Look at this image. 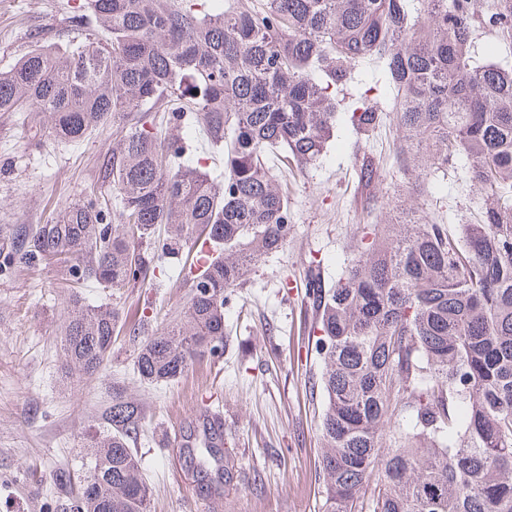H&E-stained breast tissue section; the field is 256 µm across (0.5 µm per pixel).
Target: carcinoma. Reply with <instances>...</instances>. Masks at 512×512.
<instances>
[{
	"label": "carcinoma",
	"mask_w": 512,
	"mask_h": 512,
	"mask_svg": "<svg viewBox=\"0 0 512 512\" xmlns=\"http://www.w3.org/2000/svg\"><path fill=\"white\" fill-rule=\"evenodd\" d=\"M198 0H83L70 20L103 39L34 44L0 71V112H36L79 143L115 130V215L90 193L15 232L4 262L55 259L70 277L118 290L149 280L168 252L205 236L215 256L191 275L188 300L139 344L148 384L172 381L224 351V310L288 237V194L269 153L298 169L333 136L336 93L357 63L382 64L396 90L399 169L419 176L463 164L481 191L478 219L386 224L349 268L305 276L325 398L319 436L322 512H512V64L477 58V32L512 43V0H265L258 10ZM167 137L128 120L166 100ZM346 121L367 136L381 113L366 98ZM201 130L224 154L211 176L189 160ZM119 313L75 297L62 325L73 380L112 352ZM112 434L68 512H147L129 448L141 405L112 386ZM210 493L232 477L207 445L190 456Z\"/></svg>",
	"instance_id": "1"
}]
</instances>
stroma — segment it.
I'll list each match as a JSON object with an SVG mask.
<instances>
[{
    "label": "stroma",
    "mask_w": 512,
    "mask_h": 512,
    "mask_svg": "<svg viewBox=\"0 0 512 512\" xmlns=\"http://www.w3.org/2000/svg\"><path fill=\"white\" fill-rule=\"evenodd\" d=\"M79 0H0V70L12 67L35 42L67 35ZM376 63L356 66L341 94L349 109L359 90L380 102L392 96ZM111 131L79 144L54 140L32 112H0V226L43 223L54 211L96 192L111 195L105 161ZM399 132L384 119L365 137L338 120L321 160L287 175L292 223L284 248L263 259L225 314L223 354L191 364L180 377L148 385L134 370L138 344L127 329L153 334L187 301L185 252L165 260V272L117 291L86 282L84 302L114 304L122 330L112 355L86 384L66 372L60 327L71 290L59 265L40 262L0 269V512H61L76 498L92 463L88 446L109 434L102 413L113 386L142 404L146 433L132 449L150 489L148 512H208L182 450L202 411L224 417V448L257 484L224 489L223 512H319L318 425L324 405L309 385L321 364L308 342L316 315L302 286L309 260L336 280L375 225L439 215L460 223L481 203L462 167L422 180L404 178L395 147ZM376 168L372 181L360 176ZM294 288H284V281Z\"/></svg>",
    "instance_id": "35a3bbf8"
}]
</instances>
